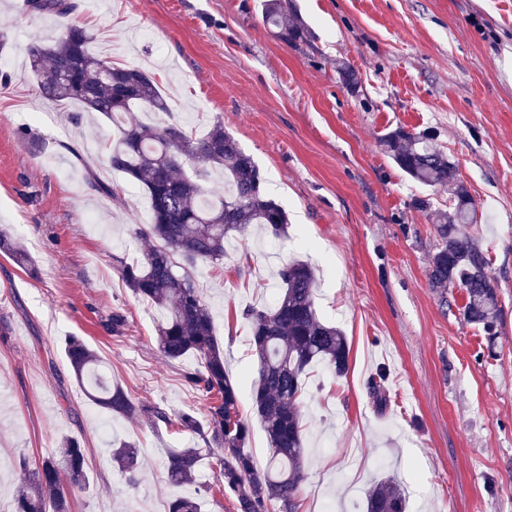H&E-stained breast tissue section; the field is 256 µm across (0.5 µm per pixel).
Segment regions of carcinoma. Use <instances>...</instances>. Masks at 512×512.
<instances>
[{
	"instance_id": "cac0c4a2",
	"label": "carcinoma",
	"mask_w": 512,
	"mask_h": 512,
	"mask_svg": "<svg viewBox=\"0 0 512 512\" xmlns=\"http://www.w3.org/2000/svg\"><path fill=\"white\" fill-rule=\"evenodd\" d=\"M39 15L64 17L74 9L71 0H28ZM290 0H264L263 21L284 41L303 40L308 29L288 19ZM94 35L77 25L65 26L52 42L33 41L28 47L29 69L47 99L74 103L84 112H98L117 132L108 143L112 169L142 186L149 201L152 222L136 229L152 245L134 264L120 263L126 285L139 299L167 310L157 328L161 355L178 361L187 355L197 367L185 378L201 392L206 412L193 409L178 414L177 425L198 435L208 448H177L166 462L169 482L183 489L169 512H198L194 487L203 451L219 449V488L233 496L235 512H298L305 480V434L301 399L308 369L324 363L336 376L349 367V345L342 330L324 322L316 309L315 269L292 261L278 272L282 288L269 306H252L244 312L250 326L251 346L258 376L253 387V413L269 445V465L257 473L245 451L250 428L239 408L236 385L224 370V349L214 336L208 304L197 288L194 271L200 262L224 260V243L259 224L275 237L286 235L288 213L265 190L264 178L253 157L216 120L201 138L187 128H155L144 123L141 112H167L168 103L155 77L145 69L120 66L94 54ZM383 143L397 167L412 180L448 189V212L439 215L434 230L436 249L428 257V284L432 288L456 287L465 293L463 319L492 335L499 314L497 287L489 275V259L477 239L461 233L460 225L476 218L473 198L457 177L456 165L435 147L424 132L398 128ZM201 165L195 177L181 173L183 160ZM224 170L227 189L213 196L205 187L213 170ZM88 185L98 194L119 198L118 189L90 172ZM0 253L18 265L31 264L21 245L0 231ZM65 354L77 380H95L94 400L114 416L132 419L146 414L152 422L169 418L158 407L136 404L118 386L105 383L101 360L87 343L70 336ZM112 462L135 484L142 468L136 445L123 441L112 449ZM88 483L84 448L73 438L61 441L59 451L23 466L14 495V512H69L71 487ZM364 512H407L406 498L396 477L376 481L366 492Z\"/></svg>"
}]
</instances>
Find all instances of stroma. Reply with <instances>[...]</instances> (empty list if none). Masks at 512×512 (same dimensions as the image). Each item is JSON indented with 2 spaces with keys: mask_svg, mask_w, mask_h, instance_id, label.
<instances>
[{
  "mask_svg": "<svg viewBox=\"0 0 512 512\" xmlns=\"http://www.w3.org/2000/svg\"><path fill=\"white\" fill-rule=\"evenodd\" d=\"M292 2L311 32L296 43L267 28L258 0H76L68 20L94 34V53L154 74L169 111L144 122L201 133L221 120L288 213L286 237L248 230L222 264L195 270L257 471L268 449L252 409L257 361L242 312L272 303L277 268L299 259L315 265L319 316L344 332L350 355L344 376L322 364L309 370L298 512L325 502L361 512L369 487L390 475L409 512H512V0ZM0 22L12 33L0 53V230L36 265L31 275L0 256V512H13L21 461L55 453L64 436L87 450L89 482L72 491L70 512H167V450L204 445L175 420L204 400L185 377L195 358L160 354L164 314L119 272L149 246L131 231L150 221L145 193L126 186L115 202L90 188V171L124 181L108 162L111 123L45 99L28 71L30 42L58 18L33 14L27 0H0ZM341 62L355 72L356 92L343 84ZM33 107L35 119L22 122ZM399 127L432 132L477 202L479 221L465 231L487 251L498 285L495 338L463 320L460 289L428 285L432 214L447 210L448 194L394 164L382 138ZM417 197L431 211L414 208ZM116 310L127 324L105 333L100 324ZM69 336L82 337L135 402L163 408L169 424L110 418L75 379ZM113 436L144 458L136 484L112 464Z\"/></svg>",
  "mask_w": 512,
  "mask_h": 512,
  "instance_id": "stroma-1",
  "label": "stroma"
}]
</instances>
